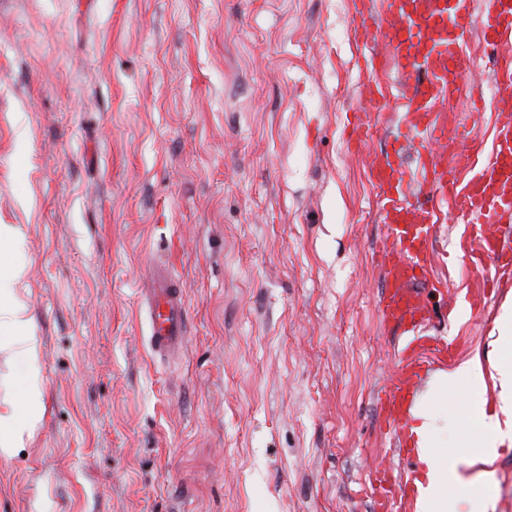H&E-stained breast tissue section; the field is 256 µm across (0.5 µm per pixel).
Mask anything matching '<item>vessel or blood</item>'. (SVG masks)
<instances>
[{
    "label": "vessel or blood",
    "mask_w": 512,
    "mask_h": 512,
    "mask_svg": "<svg viewBox=\"0 0 512 512\" xmlns=\"http://www.w3.org/2000/svg\"><path fill=\"white\" fill-rule=\"evenodd\" d=\"M473 0H360L351 20L354 38L369 42L381 35L388 58L406 88L397 115L395 148L373 159L369 179L377 191L385 228L379 251L387 291L378 309L384 322L400 327L412 341L403 365L389 380L385 404L393 432L408 429V412L426 375L424 351V292L432 265L434 224L431 211L407 197L403 144L418 146L416 179L449 200L455 222L473 225L470 262L480 268L512 267V246L494 233L496 225L512 222V0H488L481 20L483 40L502 52L495 74L494 144L482 166L468 157H448V144L463 143L455 114L448 104L472 75L474 61L464 50L462 21ZM148 286L140 305L150 326V345L163 356L181 348L187 336L183 291L167 262L153 260L144 269Z\"/></svg>",
    "instance_id": "1"
}]
</instances>
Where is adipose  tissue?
Segmentation results:
<instances>
[{"mask_svg":"<svg viewBox=\"0 0 512 512\" xmlns=\"http://www.w3.org/2000/svg\"><path fill=\"white\" fill-rule=\"evenodd\" d=\"M22 239L16 229L0 225V251L10 259L0 265V350L22 356L28 365L23 383V409L0 412V447H15L17 437L31 429L40 405V350L30 331L31 317L27 306L15 294L22 270L17 261ZM496 356L484 365L480 354H473L454 369L435 373L412 409L411 433L420 462L417 482V512H457V504L448 497V469L460 462L480 466L485 482L495 476L493 464L502 446H512V306H503L494 327ZM474 386L493 382L498 389L494 405L480 399L467 400L464 415L473 431L467 445V459L447 452L448 396L459 380Z\"/></svg>","mask_w":512,"mask_h":512,"instance_id":"adipose-tissue-1","label":"adipose tissue"}]
</instances>
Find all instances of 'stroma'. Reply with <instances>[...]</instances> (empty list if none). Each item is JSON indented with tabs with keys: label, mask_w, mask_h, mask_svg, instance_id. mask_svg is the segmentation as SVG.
<instances>
[{
	"label": "stroma",
	"mask_w": 512,
	"mask_h": 512,
	"mask_svg": "<svg viewBox=\"0 0 512 512\" xmlns=\"http://www.w3.org/2000/svg\"><path fill=\"white\" fill-rule=\"evenodd\" d=\"M464 20L458 103L489 156L500 53ZM353 0H0V225L26 247L39 420L0 450V512H377V400L402 332L380 321L382 223L367 165L399 86L366 70ZM379 81L384 96L364 98ZM376 126L354 145L350 114ZM438 223L427 335L490 353L512 277ZM169 258L187 340L153 358L144 260Z\"/></svg>",
	"instance_id": "35a3bbf8"
}]
</instances>
